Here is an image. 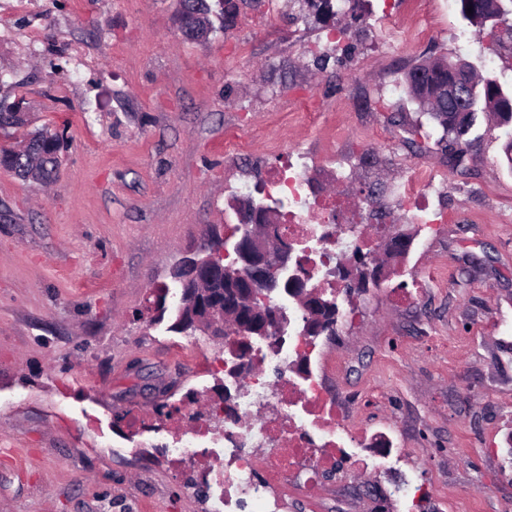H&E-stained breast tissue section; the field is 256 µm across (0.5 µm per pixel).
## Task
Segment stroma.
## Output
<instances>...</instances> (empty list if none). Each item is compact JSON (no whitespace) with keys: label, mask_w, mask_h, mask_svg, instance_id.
<instances>
[{"label":"stroma","mask_w":512,"mask_h":512,"mask_svg":"<svg viewBox=\"0 0 512 512\" xmlns=\"http://www.w3.org/2000/svg\"><path fill=\"white\" fill-rule=\"evenodd\" d=\"M400 0H337L343 46L327 26L241 8L234 26L187 38L175 0H0V100L24 98L33 126L63 136L49 185L0 170V512H208L158 455L132 447L115 415L150 406L151 384L176 379L209 405L223 373L178 358V343L223 349L167 324L133 320L148 291L224 221L244 169L277 152L310 154L325 194L362 210L371 185L412 166L435 174L446 213L417 223L380 287L355 296L354 320L317 350L343 364L338 386L360 418L399 431L400 457L328 484L319 512H480L512 506V170L503 132L477 122L470 175L448 164L441 132L403 91L418 61L462 57L512 89V39L441 10L415 43ZM311 101L316 120L294 112ZM249 138L232 159L226 131ZM418 131L422 149L409 148ZM419 281L418 295L403 291ZM406 494H390L401 473Z\"/></svg>","instance_id":"1"}]
</instances>
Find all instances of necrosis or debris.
I'll return each instance as SVG.
<instances>
[{
  "instance_id": "1",
  "label": "necrosis or debris",
  "mask_w": 512,
  "mask_h": 512,
  "mask_svg": "<svg viewBox=\"0 0 512 512\" xmlns=\"http://www.w3.org/2000/svg\"><path fill=\"white\" fill-rule=\"evenodd\" d=\"M312 164L303 153L283 155L279 163L266 168L258 193L280 201L284 208L283 231L292 246L291 259L281 272L290 281L296 267L310 273L313 287L338 289L336 257L365 250L391 236L395 227L376 221L372 214L353 215L357 232L338 230L344 215L340 199L317 194L311 175ZM316 221H309V211ZM238 339L224 340V369L255 371L271 364L276 369L275 385L258 380L240 384L225 380L234 406L233 416L223 424L195 413L190 401H183L173 419L158 420L153 412L137 411L128 419L130 437L160 431L167 440L162 448L169 467L184 478L186 490L202 486L210 512H285L288 499L299 491L349 471L368 466L371 460L389 459L394 451L390 435L368 432L354 417V409L330 388L327 379L340 370V362L328 368L306 364L289 372L300 350V333L252 341L245 353L237 351ZM375 446V457L349 450L348 441ZM209 453L213 467L200 471L193 461Z\"/></svg>"
}]
</instances>
